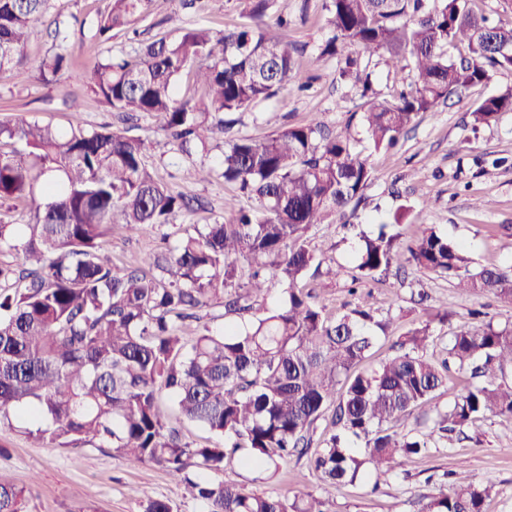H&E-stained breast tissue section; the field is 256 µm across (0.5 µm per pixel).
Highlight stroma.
<instances>
[{"label": "stroma", "instance_id": "stroma-1", "mask_svg": "<svg viewBox=\"0 0 512 512\" xmlns=\"http://www.w3.org/2000/svg\"><path fill=\"white\" fill-rule=\"evenodd\" d=\"M109 7L110 0H49L45 18L30 30L26 53L41 55L67 45L73 76L47 85L24 64L0 75V122L39 121L63 132L73 126H107L142 137L147 141V163L156 176L174 191L204 202L203 210L137 235L114 225L106 246L114 262L129 265L155 251L163 236L225 217V201L235 189L219 176L200 175L201 166H216L222 147L212 148L204 160L182 156L157 131L153 118L143 115L124 121L75 76L99 60L132 52L141 41L174 42L189 28L220 35L241 22L246 0H198L192 8L183 7L182 0H152L135 22L134 33L116 32L104 40L95 35L96 22ZM275 8L294 18L288 40L305 47L310 81L304 90L289 87L284 96L244 111L234 134L262 138L313 115L328 128L339 127L362 110L364 101L334 83L335 60L319 56L320 45L331 34L324 0H277ZM58 26L66 30V43L54 38ZM509 85L512 72L500 71L486 84L449 97L435 111L420 113L397 147L371 153L373 181L351 216L350 227L334 222L310 230L313 245L346 271L332 282L321 284L310 277L303 282L304 287L320 288V300L330 315H342L349 299L354 242L360 234L377 233L401 206L420 210L422 221L464 245L476 263L512 264V235L497 230L498 225L512 224V112L479 128L472 126L470 117L476 100ZM75 99L82 104L77 112L70 108ZM359 294L387 323L385 337L378 339L368 359L372 365L390 355L394 338L426 321L433 305L447 307L451 314L448 322L432 326L435 341L428 356L434 361L445 358L453 333L470 323L471 310L485 312L493 324L512 325V305L491 295L465 293L448 279L412 265L391 272L384 282L364 281ZM470 434L462 443L432 445L424 455L411 458L401 473L374 472L365 481L338 488L321 482L304 461L282 466L270 479L264 470L244 466L236 457L226 461L220 477L257 493L306 491L325 501L328 512H412L418 500L438 491L437 484L427 483L428 475L462 468L473 484L493 480L485 512H512V437L503 434L493 419L478 422ZM0 447L6 450L0 456V484L26 489L25 512H143L147 496L168 500L172 512H205L204 504L186 498L182 487L160 467H129L108 448L43 447L19 432L0 434Z\"/></svg>", "mask_w": 512, "mask_h": 512}]
</instances>
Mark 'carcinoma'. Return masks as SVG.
Instances as JSON below:
<instances>
[{
	"label": "carcinoma",
	"instance_id": "obj_1",
	"mask_svg": "<svg viewBox=\"0 0 512 512\" xmlns=\"http://www.w3.org/2000/svg\"><path fill=\"white\" fill-rule=\"evenodd\" d=\"M150 2L112 0L96 35L111 38ZM274 2L248 0L243 21L217 40L189 28L174 44L144 43L135 55L97 62L78 78L127 119L154 117L181 154H203L224 141L236 113L305 76L304 49L270 32L289 24L282 14L268 22ZM47 3L0 0V74L22 59ZM326 9L332 35L320 56L339 59L336 81L366 99L360 130L350 119L333 132L313 117L265 139H232L221 176L253 207L228 203L229 218L201 225L135 266L118 267L104 251L112 225L137 233L204 208L151 175L144 139L106 128L0 123V204L33 202L38 191L47 199L25 223L0 224V252L17 258L0 263V432L19 431L51 448L96 442L131 465L160 466L207 512H324L310 493L259 494L210 477L239 452L245 465L272 477L288 459L307 455L320 480L337 488L368 467L403 468L436 437L461 441L481 419L494 417L512 434V382L497 375L512 366V328L482 322L461 329L439 367L425 356L431 323L450 317L438 308L397 337L390 357L358 371L386 324L361 304L332 317L317 289L299 287L309 274L334 279L342 272L323 266L309 231L361 201L372 168L358 144L391 148L419 113L488 82L495 70L512 71V27L489 24L472 0H327ZM457 43L469 53L452 59L448 46ZM377 54L397 74L415 70L409 90L387 98L372 88ZM29 65L44 83L71 69L63 46ZM187 70L201 88L192 98L177 91ZM504 112H512V87L477 101L473 126ZM410 215L398 211L390 225H413L405 246L385 224L362 238L352 281L411 263L512 304V265L475 269L457 243ZM270 277L287 288L257 317L252 297ZM212 305L235 321L220 332L205 327L188 342L186 321ZM451 364L468 384L442 412L428 404L448 385ZM163 389L181 417L219 441H183L159 400ZM329 409L337 431L310 456V430ZM404 416L416 428L393 431ZM351 436L365 447H350ZM453 476L450 487L416 502L415 512H484L493 482L479 487L461 471ZM24 498V489L0 485V512H24Z\"/></svg>",
	"mask_w": 512,
	"mask_h": 512
}]
</instances>
